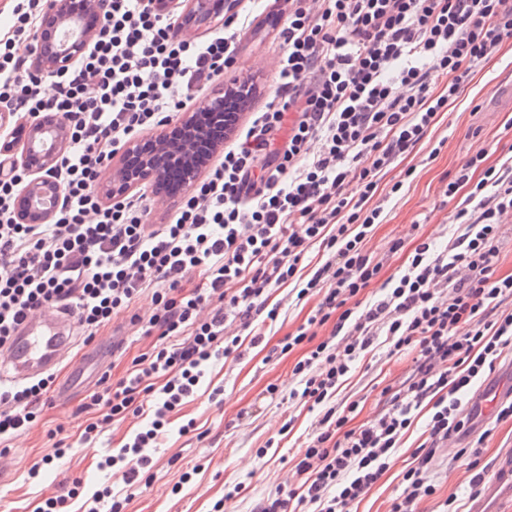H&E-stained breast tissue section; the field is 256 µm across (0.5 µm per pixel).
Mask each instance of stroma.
<instances>
[{"mask_svg": "<svg viewBox=\"0 0 512 512\" xmlns=\"http://www.w3.org/2000/svg\"><path fill=\"white\" fill-rule=\"evenodd\" d=\"M285 21L280 14L268 22L256 19L244 31L237 61L227 74L231 80L255 82L258 92L253 108H261L276 91L281 54L276 28ZM508 85L512 86V38L504 40L496 55L473 68L427 137L398 158L395 168L379 180L374 200L383 203L386 217L376 227L367 251L374 261L382 263L383 276L403 269L414 233L430 237L441 247L448 244L455 230L451 216L466 195L461 192L447 201L442 192L468 157L483 149L490 165L512 158V103L501 98ZM400 179L406 182L403 192L388 198L392 184ZM396 239L403 240L405 247L394 253L390 247ZM270 301L278 305L279 316L263 328L266 345L249 348L241 359L220 360L211 366L208 379L212 386L223 387L222 402H211L202 395L173 416L159 447L150 451L153 467L138 483L128 486L110 479L98 463L124 443L141 425V418L131 416L105 425L98 439L84 444L80 436L88 416L77 410L81 395L50 399L39 424L11 442L8 463L0 467V512H38L47 497L61 493L76 478L82 479L84 490L70 500L69 512H83L85 497L106 481L111 482L114 494L126 498L124 512H213L217 503L223 512H254L259 500L292 477L296 456L318 417L317 411L289 396L298 386L292 369L302 349L274 359L269 349L303 324L319 299H297L295 290L287 284L273 290ZM125 323V318H117L96 338L100 345L111 343L116 336L128 341L123 358L107 357L98 367L99 372L111 373L116 379L152 344L146 337L129 339ZM410 365V357L389 355L387 343L379 342L371 354L355 363L337 389V408L359 401L361 411L353 423L361 425L378 411L381 390L399 385ZM272 383L279 387L280 396L267 393ZM426 419V414L418 415L402 440L392 468L355 505V512H387L390 500L402 491L399 475L423 439ZM189 420L194 421L195 432L180 434V426ZM55 431L67 436L70 443L60 458L50 438ZM40 464L45 465V473L29 478V471ZM433 471L437 491L419 503V512H438L440 504L451 495L467 499L471 474L465 465L449 463L447 451L442 450L433 462ZM186 472L191 475L187 481L182 478ZM232 485L238 486L239 493L225 499L224 492Z\"/></svg>", "mask_w": 512, "mask_h": 512, "instance_id": "stroma-1", "label": "stroma"}]
</instances>
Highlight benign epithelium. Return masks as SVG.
<instances>
[{"label":"benign epithelium","instance_id":"7a95c632","mask_svg":"<svg viewBox=\"0 0 512 512\" xmlns=\"http://www.w3.org/2000/svg\"><path fill=\"white\" fill-rule=\"evenodd\" d=\"M210 0H154L164 11L180 10L179 30L185 34L208 24L211 14ZM106 0H47L40 24L34 35V60L39 69L49 75L62 73L73 66L88 50L93 28L85 25L79 15H101ZM27 137L10 158V163L23 169L28 178L22 184L19 197L28 198L40 190L53 198V205L45 209H34L27 205L18 209V217L24 224H45L57 209L61 186L55 179V163L68 144V130L64 120L56 115H46L25 123ZM182 128L180 138L171 140L161 136L155 140L151 153L143 156L139 166L129 168L124 159L137 147L138 142L129 143L121 153L119 163L111 171L106 183L99 187L105 197L116 191L129 192L138 186L152 183L154 195L170 196L167 184L160 173L174 156L181 159L185 167V183L196 180L210 164L211 158L196 153L192 145L206 138V131L199 127L191 113L179 120Z\"/></svg>","mask_w":512,"mask_h":512}]
</instances>
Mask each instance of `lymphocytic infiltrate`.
Masks as SVG:
<instances>
[{"mask_svg": "<svg viewBox=\"0 0 512 512\" xmlns=\"http://www.w3.org/2000/svg\"><path fill=\"white\" fill-rule=\"evenodd\" d=\"M282 55L275 96L253 112L234 139L224 118L211 124L224 151L185 195L169 223L147 232L145 195L104 202L96 191L112 157L142 132L170 124L195 93L233 66L252 12L225 15L205 39L178 36L151 0H108L86 54L53 78L15 51L37 28L44 0H17L0 38V103L19 117L63 116L69 144L56 166L59 209L45 224H23L15 207L23 170L6 163L0 146V346L37 310L75 315L84 343L128 312L151 290L149 319L131 315L133 335L154 337L119 380L102 376L79 407L93 414L83 442L104 423L149 416L100 469L133 485L151 465L169 418L194 400L209 365L240 358L231 326L264 336L258 317L276 320L272 289L300 282L299 296L320 302L288 334L282 352L304 347L293 373L294 398L319 408L315 429L298 457V483H283L255 512H352L391 469L400 442L423 404L428 435L401 472V494L388 512H417L436 492L438 449L460 440L453 460L474 476L470 498L483 489L479 417L469 394L512 354V275L496 270L499 228L512 214V162L467 159L444 195L465 193L456 210L459 232L448 249L417 237L408 262L381 277L366 245L383 206H370L376 176L428 134L473 67L512 38V0H284ZM480 177H473V170ZM321 245L322 263L300 265ZM370 301H362L366 289ZM328 327L325 338L316 328ZM390 355L412 358L409 376L383 388L382 410L349 427L359 401L337 410L336 389L377 336ZM54 382L46 375L0 386V455L37 422Z\"/></svg>", "mask_w": 512, "mask_h": 512, "instance_id": "obj_1", "label": "lymphocytic infiltrate"}]
</instances>
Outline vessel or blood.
I'll use <instances>...</instances> for the list:
<instances>
[{
    "label": "vessel or blood",
    "mask_w": 512,
    "mask_h": 512,
    "mask_svg": "<svg viewBox=\"0 0 512 512\" xmlns=\"http://www.w3.org/2000/svg\"><path fill=\"white\" fill-rule=\"evenodd\" d=\"M71 316L54 311L26 320L7 347L0 349V384L17 383L56 368L71 348ZM488 499L512 498V452L488 481Z\"/></svg>",
    "instance_id": "vessel-or-blood-1"
}]
</instances>
